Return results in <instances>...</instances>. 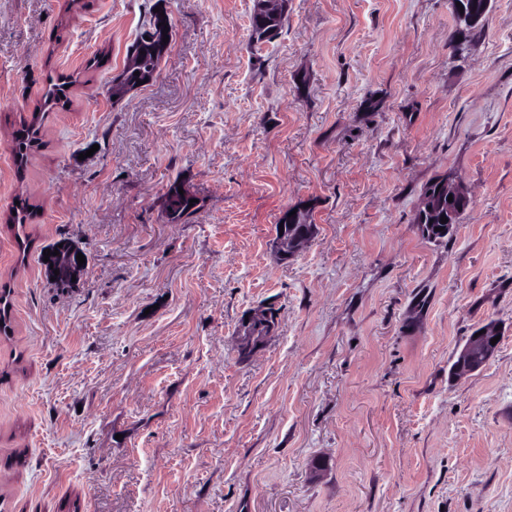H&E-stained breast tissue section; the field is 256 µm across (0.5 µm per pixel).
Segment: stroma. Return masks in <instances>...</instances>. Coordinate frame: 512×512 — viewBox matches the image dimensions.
<instances>
[{"label":"stroma","instance_id":"35a3bbf8","mask_svg":"<svg viewBox=\"0 0 512 512\" xmlns=\"http://www.w3.org/2000/svg\"><path fill=\"white\" fill-rule=\"evenodd\" d=\"M154 2L0 0V512H512V0L460 48L448 0H288L262 43L253 0H165L156 76L113 101ZM445 177L474 207L429 240ZM300 204L315 233L279 260ZM63 237L87 267L59 290ZM260 309L276 328L241 357ZM486 325L494 357L453 377ZM33 112L29 121L24 122L22 126L16 130L13 145L12 154L14 156L17 171H23L28 161V155L30 150L38 144L40 138V130L44 112ZM177 198L178 200L174 201L170 207L165 209L167 223L184 224L200 208L199 200L198 202H193V206H189L191 198L182 196H178ZM13 212H16V215H13ZM30 215L27 205H24L19 208L17 207L16 211L13 210L7 220V224H10L15 229V239L20 253H22V262L25 261L30 246L29 235L25 234L24 231L25 224H27Z\"/></svg>","mask_w":512,"mask_h":512}]
</instances>
